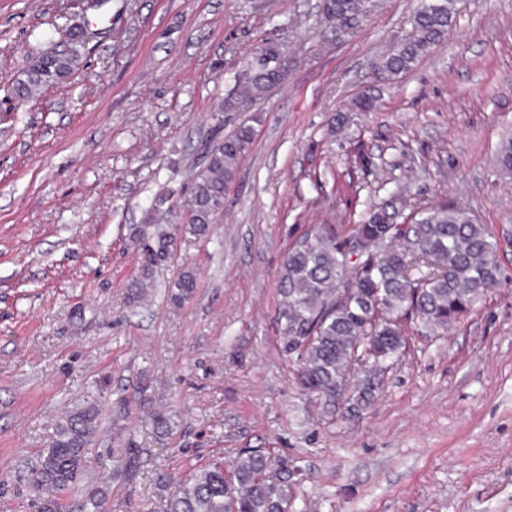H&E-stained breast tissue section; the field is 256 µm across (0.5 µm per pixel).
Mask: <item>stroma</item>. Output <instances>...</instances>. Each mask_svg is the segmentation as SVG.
Returning <instances> with one entry per match:
<instances>
[{
	"label": "stroma",
	"instance_id": "stroma-1",
	"mask_svg": "<svg viewBox=\"0 0 512 512\" xmlns=\"http://www.w3.org/2000/svg\"><path fill=\"white\" fill-rule=\"evenodd\" d=\"M420 0H370L346 34L321 0H0V512H35L30 468L53 423L104 383L99 454L138 459L106 512H166L192 471L245 448L294 460L295 512H512V179L494 154L512 128V0H453L447 38L408 73L373 61L412 34ZM86 28L73 73L22 104L7 88ZM284 80L219 112L267 42ZM371 91L372 112L332 131ZM253 143L200 237L178 208L173 261L129 302L131 238L153 200L188 193L215 133ZM372 167H350L356 142ZM358 192L348 195L347 183ZM408 210L448 196L498 240L501 283L433 336L413 327L374 402L328 414L302 394L273 321L289 245L390 193ZM192 296L171 308L182 265ZM151 388L139 394L142 378ZM163 410L171 430L154 431Z\"/></svg>",
	"mask_w": 512,
	"mask_h": 512
}]
</instances>
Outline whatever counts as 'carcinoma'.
I'll return each instance as SVG.
<instances>
[{"mask_svg":"<svg viewBox=\"0 0 512 512\" xmlns=\"http://www.w3.org/2000/svg\"><path fill=\"white\" fill-rule=\"evenodd\" d=\"M364 0H323L326 26L353 30ZM452 20L449 0H421L412 37L381 56L374 70L382 79L404 74L444 40ZM76 54L45 52L13 86L25 102L46 86L73 73ZM286 68L276 59L247 68L238 76L222 109L253 102L280 83ZM374 97L364 92L335 118L344 128L352 112H369ZM253 142L249 127L216 137L205 148L188 196L179 202L187 223L209 237L224 210V194ZM496 161L512 176V134L499 143ZM392 197L355 224H316L297 238L278 272L280 300L275 309L282 355L296 364L295 381L305 393L336 412V390L347 389L343 405L359 410L374 399L378 383L358 377L352 358L360 338L370 337L373 355L395 364L407 348L409 327L418 322L430 332L445 331L464 319L500 281L498 241L465 209L446 201L403 213ZM138 248V275L132 299L153 287L155 271L173 259L174 233L155 224L132 229ZM197 269L186 265L169 286L168 300L182 305L193 292ZM346 291L343 298L337 297ZM102 410L95 401L69 410L57 421L42 449L33 478L37 512H105V491L83 492L81 480L95 466L108 481L103 460L92 445ZM297 467L286 458L248 448L224 464L195 469L169 496L168 512H288L294 497L291 478Z\"/></svg>","mask_w":512,"mask_h":512,"instance_id":"cac0c4a2","label":"carcinoma"}]
</instances>
